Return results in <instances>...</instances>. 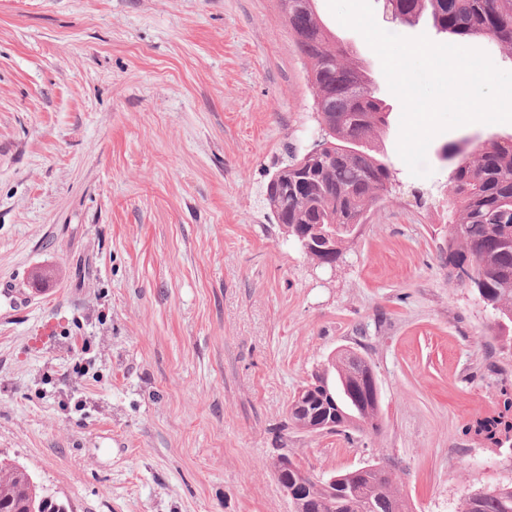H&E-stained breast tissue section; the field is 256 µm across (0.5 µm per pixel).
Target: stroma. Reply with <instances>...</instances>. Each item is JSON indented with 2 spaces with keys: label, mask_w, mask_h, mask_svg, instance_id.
<instances>
[{
  "label": "stroma",
  "mask_w": 512,
  "mask_h": 512,
  "mask_svg": "<svg viewBox=\"0 0 512 512\" xmlns=\"http://www.w3.org/2000/svg\"><path fill=\"white\" fill-rule=\"evenodd\" d=\"M372 5L389 32L453 41ZM315 7L383 100L375 143L406 186L332 272L262 196L319 128L279 0H0V457L69 512H291L284 449L318 476L389 461L414 512L512 482V448L462 433L512 388V342L440 257L437 156L512 123L438 134L412 176L378 56ZM343 348L372 361L381 431H297L291 397Z\"/></svg>",
  "instance_id": "stroma-1"
}]
</instances>
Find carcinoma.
Segmentation results:
<instances>
[{
  "mask_svg": "<svg viewBox=\"0 0 512 512\" xmlns=\"http://www.w3.org/2000/svg\"><path fill=\"white\" fill-rule=\"evenodd\" d=\"M313 0H281L288 27L309 64L308 80L330 126L329 142L336 158L308 160L290 154L281 169L280 187L264 196L270 210L299 237L321 246L305 253L312 261L342 259L352 240V224L399 185L395 169L373 142L387 127L388 115L372 82L344 62L346 48L326 30ZM401 23L430 15L440 33L460 38H486L512 50V0H387ZM441 156L453 161L448 176V203L458 213L449 225L441 250L446 265L474 288L493 314L498 332L512 329V137L489 138L466 152L446 143ZM371 361L352 349H341L314 373L311 389L300 403L288 405V423L302 432L311 419L332 411L336 425L357 432L371 425L381 430ZM466 432L493 445L512 440V392L501 391L497 409L470 422ZM336 496L310 484L312 512H411L397 489L399 475H385L378 463L337 472ZM0 512H68L66 505L44 493L29 473L0 460ZM459 512H512V482L491 484L466 497Z\"/></svg>",
  "mask_w": 512,
  "mask_h": 512,
  "instance_id": "cac0c4a2",
  "label": "carcinoma"
}]
</instances>
